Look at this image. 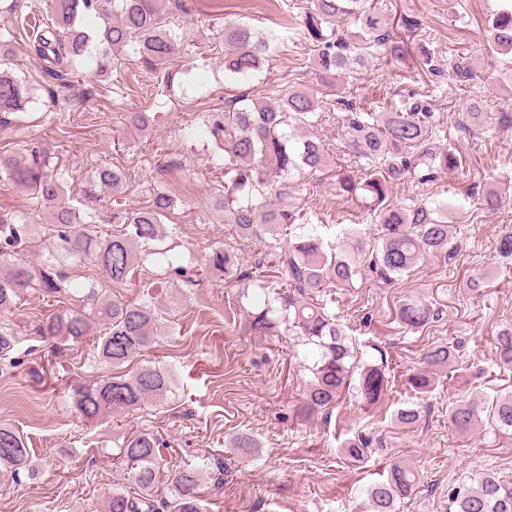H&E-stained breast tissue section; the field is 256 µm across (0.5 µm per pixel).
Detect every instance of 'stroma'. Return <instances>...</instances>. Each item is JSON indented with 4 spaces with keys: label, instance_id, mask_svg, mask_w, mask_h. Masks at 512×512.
<instances>
[{
    "label": "stroma",
    "instance_id": "stroma-1",
    "mask_svg": "<svg viewBox=\"0 0 512 512\" xmlns=\"http://www.w3.org/2000/svg\"><path fill=\"white\" fill-rule=\"evenodd\" d=\"M499 5L500 0L379 2L385 13L417 26L403 34L408 53L402 62L378 55L358 69L351 84L360 105L370 109L383 99L400 105L428 93L449 142L467 158L463 169L395 187L393 200H447L474 185L496 191L502 207L492 213L467 203L452 254L421 260L394 284L363 278L324 293L328 309L351 327L362 360L383 355L392 368L379 404L364 405L351 390L327 418L299 411L310 346L282 331L252 333L249 322L259 300L247 295L248 281L200 270L212 249L228 244L245 267L263 270L272 284L284 280L268 266L263 240L237 237L230 225L218 222L210 199L224 175L202 129L206 116L223 111L234 97L268 98L312 86V44L298 25L311 0H168V23L180 37L171 66L181 78L169 83L145 72L128 45L114 52L111 73L87 77L72 89L48 77L30 49L39 27L52 18L47 0H0V50L35 89L27 112L0 124V152L20 153L33 143L45 147L68 169L67 185L83 217L93 218L103 233L120 229L116 211L144 210L156 193L171 191L176 203L166 222L175 231L172 255L178 266L167 272L147 263L121 285L92 264L74 271L77 281L95 283L107 298L146 301L164 311L172 333L144 354L174 371L161 407L82 421L71 407L70 388L94 381L97 372L86 367L83 350L54 351L36 332L56 303L27 294L0 314L17 333L12 364L0 370V424L20 432L39 469L34 480H0V512H102L113 487L131 484L118 443L145 430L165 442L163 467L204 461L210 472H223L222 488L207 479L200 489L208 512H367L366 487L393 462L422 474L419 492L398 503V512H448L449 484L481 469L512 478V435L495 431L489 414L466 434L448 424L449 405L462 397L492 399L512 391V372L499 370L493 344L497 330L512 324V258L496 251L503 225L512 224V132L491 122L467 123L468 96L451 87L446 74L453 40L467 49L489 111H512V83L500 78L499 58L484 50ZM459 14L466 28L452 26ZM238 21L288 34L252 79L224 75L222 32ZM427 53L440 75L422 70ZM132 112L150 114L148 130L129 127ZM317 132L333 149L334 164L305 179L296 204L332 242L337 225L367 224L368 208L364 198H347L336 189V167L347 162L338 150L340 124L327 121ZM100 166L123 171L119 192L96 184L93 173ZM479 269L486 286L476 295L465 281ZM408 298L433 305L436 319L415 332L403 328L396 312ZM448 342L461 347L458 377L441 379L420 398L428 412L417 428L403 427L397 409L418 399L405 386L406 374L419 368L429 345ZM242 432L259 443L253 458L239 457L230 446ZM361 435L371 438L375 451L356 462L342 450Z\"/></svg>",
    "mask_w": 512,
    "mask_h": 512
}]
</instances>
